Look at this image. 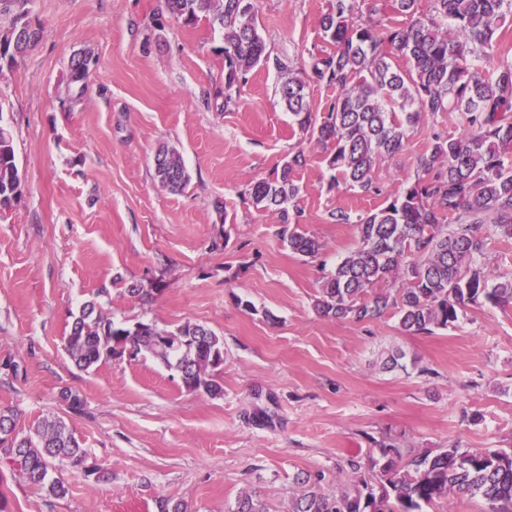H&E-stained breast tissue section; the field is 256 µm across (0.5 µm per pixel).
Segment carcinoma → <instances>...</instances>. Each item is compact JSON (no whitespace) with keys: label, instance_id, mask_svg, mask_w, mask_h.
Masks as SVG:
<instances>
[{"label":"carcinoma","instance_id":"cac0c4a2","mask_svg":"<svg viewBox=\"0 0 512 512\" xmlns=\"http://www.w3.org/2000/svg\"><path fill=\"white\" fill-rule=\"evenodd\" d=\"M19 12L0 33V68L13 65L14 42L29 19L30 0H12ZM170 16L184 24L206 23L222 33L217 47L224 59V106L259 66L274 63L278 92L308 141L325 150L334 179L368 193L379 162L400 152L408 128L439 112L462 126L456 136L433 135L416 158V174L383 208L357 218L338 209L336 224L357 226V246L323 277L315 302L328 318L364 323L389 313L409 335H431L458 321L463 310L484 302L512 304V272L476 267L489 240L512 239V62L491 64L503 54L499 30L512 14V0H431L421 14L419 0H394V10L409 18L394 25L375 17L369 0H331L321 18L331 49L297 70L286 58H271L258 30L254 0H163ZM91 64L73 60L69 97L85 95ZM335 91L326 115L310 110L309 82ZM307 164L302 149L273 174L253 184L254 207L275 212L281 238L302 257L314 258L319 240L300 228L296 174ZM158 183L183 192L191 176L182 156L165 146L154 156ZM10 128L0 122V208L22 194ZM130 349H145L164 360L176 359L182 386L210 396L224 392L219 371L224 343L210 328L187 322L174 331L149 323L128 327L88 302L75 318L67 351L75 365L88 369ZM0 429L14 434L0 441V459L37 486L45 483L50 460L83 467L87 451L59 419L45 418L24 432L16 417L0 411ZM402 457L393 445L372 461L371 483L358 478L334 494L321 491L322 475L297 478L302 491L289 512H446L451 496L478 497L486 512H512V450H460L451 445ZM235 512H267L246 494Z\"/></svg>","mask_w":512,"mask_h":512}]
</instances>
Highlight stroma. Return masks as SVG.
Listing matches in <instances>:
<instances>
[{
	"label": "stroma",
	"mask_w": 512,
	"mask_h": 512,
	"mask_svg": "<svg viewBox=\"0 0 512 512\" xmlns=\"http://www.w3.org/2000/svg\"><path fill=\"white\" fill-rule=\"evenodd\" d=\"M330 0H256L272 56L304 68L328 50L320 18ZM43 33L0 69V119L14 135L23 190L0 211V410L19 429L61 419L88 452V469L51 461L48 483L0 470V512H233L252 494L288 512L299 473L333 492L368 468L380 444L439 452L512 448V306H470L430 336L396 317L369 323L321 316L323 276L357 244L358 216L413 177L433 134L460 126L441 114L407 133L375 171L374 193L330 184L323 152L298 171L301 224L323 245L292 253L277 214L254 208L250 183L269 177L300 143L270 65L232 103L219 36L183 25L162 0H32ZM96 59L89 89L69 101L72 56ZM191 175L173 194L153 178L160 144ZM223 203L230 217L221 223ZM151 291L130 297L129 285ZM104 316L172 331L200 323L224 340V393L186 390L148 351L82 370L66 341L86 302ZM402 363L387 366L392 353ZM81 399L80 411L68 397ZM62 481L64 496L50 492Z\"/></svg>",
	"instance_id": "1"
}]
</instances>
